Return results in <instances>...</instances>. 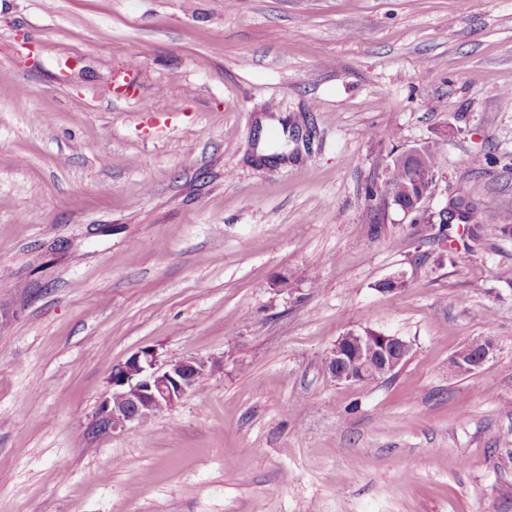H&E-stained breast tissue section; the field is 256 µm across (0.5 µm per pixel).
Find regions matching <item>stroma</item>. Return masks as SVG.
<instances>
[{
    "mask_svg": "<svg viewBox=\"0 0 512 512\" xmlns=\"http://www.w3.org/2000/svg\"><path fill=\"white\" fill-rule=\"evenodd\" d=\"M426 143L512 212V0H0V512H512V236L366 194ZM146 347L200 390L88 436ZM461 195L463 200H469L465 212L457 210L459 215L456 220L453 221V218H448L447 220L441 219L438 224V237H444L448 239V242H453L458 236L462 239V236L459 234L460 226L468 231V238H477L479 232L482 230L480 225L483 224L482 215L490 208L485 201L475 200L465 194ZM470 206L471 208H469ZM411 351L402 338L363 330L341 336L327 358L333 378L339 382L367 383L372 375L383 379L402 365ZM491 341L490 345H483L477 352H460L454 354L448 363L450 370L459 373H470L483 368L490 360L496 350L495 343Z\"/></svg>",
    "mask_w": 512,
    "mask_h": 512,
    "instance_id": "1",
    "label": "stroma"
}]
</instances>
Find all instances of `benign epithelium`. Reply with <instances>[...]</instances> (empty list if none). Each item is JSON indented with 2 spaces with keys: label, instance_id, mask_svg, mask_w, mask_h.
<instances>
[{
  "label": "benign epithelium",
  "instance_id": "obj_1",
  "mask_svg": "<svg viewBox=\"0 0 512 512\" xmlns=\"http://www.w3.org/2000/svg\"><path fill=\"white\" fill-rule=\"evenodd\" d=\"M397 158L411 159L419 189L414 205L402 214L420 223L422 215L426 214L425 203L435 179L426 170L421 156L413 150L404 151ZM495 350L496 345L492 342L476 352L456 353L448 366L454 372H474L486 365ZM410 351V345L398 336L371 330L351 331L336 341L328 364L337 381L363 384L374 375L383 379L393 374L406 361ZM205 368V361L192 356L162 360L152 348L133 353L112 366L108 387L85 431L97 438H110L130 426L142 425L194 392Z\"/></svg>",
  "mask_w": 512,
  "mask_h": 512
}]
</instances>
